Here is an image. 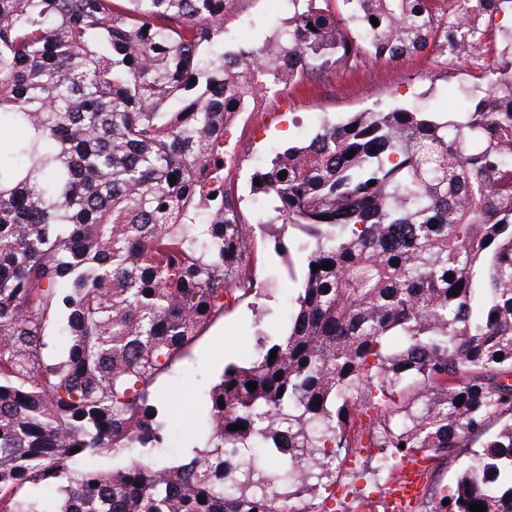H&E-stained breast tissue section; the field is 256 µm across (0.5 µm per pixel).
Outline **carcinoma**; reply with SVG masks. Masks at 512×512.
Wrapping results in <instances>:
<instances>
[{"label": "carcinoma", "mask_w": 512, "mask_h": 512, "mask_svg": "<svg viewBox=\"0 0 512 512\" xmlns=\"http://www.w3.org/2000/svg\"><path fill=\"white\" fill-rule=\"evenodd\" d=\"M321 1L288 0L262 43L227 48L240 0H0V512H300L287 499L338 448H375L380 467L471 448L421 506L512 512V26L465 111L358 112L256 171L259 223L304 237L298 267L274 238L288 331L224 366L210 433L166 460L152 385L260 288L224 178L231 120L361 55L459 57L512 14ZM259 451L282 467L228 483Z\"/></svg>", "instance_id": "cac0c4a2"}]
</instances>
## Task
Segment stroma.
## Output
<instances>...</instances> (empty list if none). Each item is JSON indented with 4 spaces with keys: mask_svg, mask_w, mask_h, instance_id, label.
Masks as SVG:
<instances>
[{
    "mask_svg": "<svg viewBox=\"0 0 512 512\" xmlns=\"http://www.w3.org/2000/svg\"><path fill=\"white\" fill-rule=\"evenodd\" d=\"M288 16L286 0H241L235 16L225 24L228 43H259ZM500 51L498 35L487 28L477 49L465 59L439 55L429 49L393 62L362 59L351 68L336 67L297 85L266 93L254 110L240 114L230 136L244 145L240 156L226 164L243 198L244 222L252 226L261 246L256 278L258 295L244 299L212 323L187 351L171 375L160 376L155 396L180 400L178 425L169 431L170 459H178L191 423L202 413L201 396L216 383L225 365L244 364L254 353L256 338L285 334L292 284L283 260L273 250L278 224L258 225L265 204L253 194L251 180L276 150L313 136L327 121H341L353 113L407 107L423 112H460L468 108L473 89L487 77ZM370 451L351 448L333 472L328 488L296 495L294 502L308 512H391L388 492L398 470L367 466Z\"/></svg>",
    "mask_w": 512,
    "mask_h": 512,
    "instance_id": "obj_1",
    "label": "stroma"
}]
</instances>
